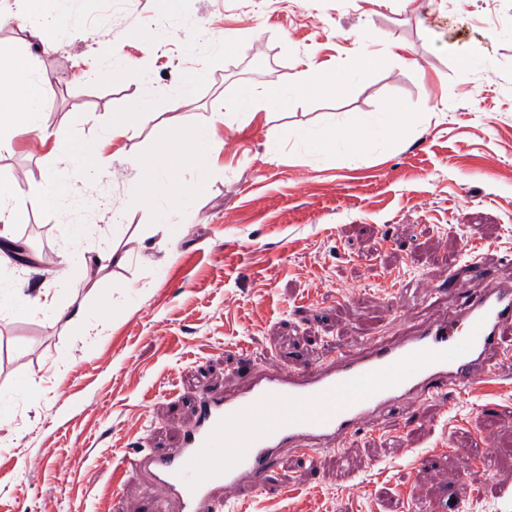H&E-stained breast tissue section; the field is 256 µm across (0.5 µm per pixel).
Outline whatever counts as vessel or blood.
<instances>
[{"label": "vessel or blood", "mask_w": 512, "mask_h": 512, "mask_svg": "<svg viewBox=\"0 0 512 512\" xmlns=\"http://www.w3.org/2000/svg\"><path fill=\"white\" fill-rule=\"evenodd\" d=\"M448 280L452 313L398 341L339 350L316 366L261 369L243 356V388L200 394L196 423L180 446L137 453L115 470V485L149 465L159 493L175 496L181 512H220L265 488L281 448L301 449L314 468L383 412H396L403 426L419 424L422 403L488 380L512 331L511 278L484 280L476 292L456 274Z\"/></svg>", "instance_id": "obj_1"}]
</instances>
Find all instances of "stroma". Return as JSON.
I'll return each instance as SVG.
<instances>
[{
    "label": "stroma",
    "instance_id": "obj_1",
    "mask_svg": "<svg viewBox=\"0 0 512 512\" xmlns=\"http://www.w3.org/2000/svg\"><path fill=\"white\" fill-rule=\"evenodd\" d=\"M54 51L19 19L0 22V57L31 58L55 87L43 109L50 138L0 141V175L16 198L42 185L72 140L100 157L53 210H30L0 237V281L56 292L61 312L0 310V512H176L149 477L111 491L136 437L178 447L200 391L238 390L240 352L260 364H318L326 352L448 315L434 299L449 270L479 256L512 276V0H45ZM246 34L213 58L211 37ZM112 46L127 67L103 77ZM382 61L348 94L298 101L225 126L203 193L171 232L133 203V163L170 125L202 124L241 85L287 79L298 61L342 67ZM198 77L194 102L170 93ZM154 111L106 140L116 112ZM389 103L412 115L392 142L314 156L295 128L357 130ZM85 114L69 129L71 114ZM212 122V121H211ZM288 142L280 158L270 127ZM84 227L81 238L73 225ZM115 248L125 260L79 277L64 254ZM84 312L85 328L67 322ZM420 424L365 430L309 469L282 449L267 491L238 512H512V334L492 378L422 408ZM498 451L491 474L459 444Z\"/></svg>",
    "mask_w": 512,
    "mask_h": 512
}]
</instances>
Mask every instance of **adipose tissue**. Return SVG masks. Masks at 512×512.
Returning <instances> with one entry per match:
<instances>
[{
  "mask_svg": "<svg viewBox=\"0 0 512 512\" xmlns=\"http://www.w3.org/2000/svg\"><path fill=\"white\" fill-rule=\"evenodd\" d=\"M50 93L47 78L34 74L30 60L16 59L0 63V137L42 133L43 103ZM407 113L388 106L354 133L342 129L320 130L300 127L293 133L295 143L313 154L321 155L344 144L359 149L370 141L393 140L406 129ZM90 169L83 147H76L73 156L62 166L49 169L41 189L28 199H17L11 179H0V221L16 222L27 210L58 207L68 196L73 182L87 175Z\"/></svg>",
  "mask_w": 512,
  "mask_h": 512,
  "instance_id": "obj_1",
  "label": "adipose tissue"
}]
</instances>
